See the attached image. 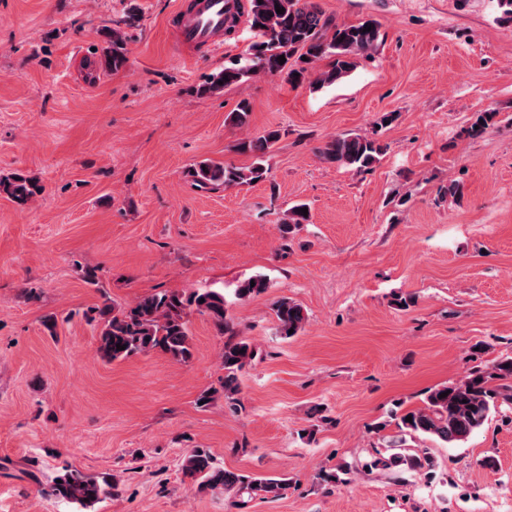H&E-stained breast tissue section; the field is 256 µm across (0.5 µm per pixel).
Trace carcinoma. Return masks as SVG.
<instances>
[{"mask_svg": "<svg viewBox=\"0 0 512 512\" xmlns=\"http://www.w3.org/2000/svg\"><path fill=\"white\" fill-rule=\"evenodd\" d=\"M235 10L227 16L224 30L232 32L239 17L247 18L254 40L245 52L210 75L197 93L207 96L239 85L258 74L279 75L293 87L305 83L322 88L342 82L357 66L360 58H369L378 47L381 33L373 19L355 24H339L336 17L325 13L318 0H234ZM284 9L277 13L276 8ZM108 45L103 50L104 68L111 72L126 62L127 39L119 26L106 32ZM285 57L280 62L279 56ZM327 61L323 69L316 68ZM495 117L493 112L476 114L465 129L467 135H481ZM280 138L270 130L258 138H242L236 149L250 153L254 162L238 168L210 160L192 168L193 183L212 190L232 184H251L266 173L265 157ZM386 146L378 138L358 133L332 137L321 149L324 162L363 173L372 169L384 154ZM38 189L34 178L13 173L0 176V193L18 204H25ZM268 288L263 275L241 281L234 296L244 300ZM197 312L207 316L219 334L230 330L227 320L228 300L222 288H194L142 296L132 304L106 302L99 308L97 353L108 361H118L141 353L158 351L171 361L186 364L192 358L189 316ZM273 312L280 335L289 338V330L299 332L307 316L296 301L283 297L276 301ZM124 349H117V345ZM257 357L256 346L247 340L224 344L221 363L224 367L222 390L206 391L198 398L209 406L218 398L235 399L239 392V374ZM447 396L440 397V394ZM512 405V356H503L484 367L472 369L463 379L427 391L423 406L397 417V432L388 437V447L398 452L379 458L375 465L384 469L401 468L425 475L432 473L435 462L427 449L419 453L400 451L407 438L426 437L448 447L464 443L480 429L497 408ZM412 421H407V417ZM183 477L200 493L219 492L236 498L242 509L253 499L273 502L288 493L290 479L255 473H243L216 465L206 448L190 449L182 465ZM50 486L52 495L84 510L116 495L118 483L111 474L88 475L77 469H66Z\"/></svg>", "mask_w": 512, "mask_h": 512, "instance_id": "1", "label": "carcinoma"}]
</instances>
